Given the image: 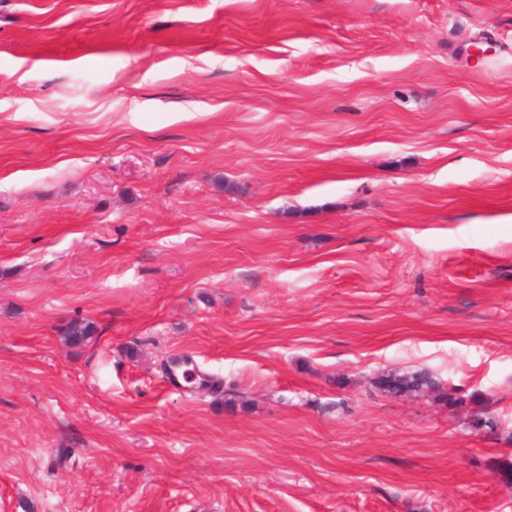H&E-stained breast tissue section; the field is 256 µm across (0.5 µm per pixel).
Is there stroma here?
Returning <instances> with one entry per match:
<instances>
[{
	"mask_svg": "<svg viewBox=\"0 0 512 512\" xmlns=\"http://www.w3.org/2000/svg\"><path fill=\"white\" fill-rule=\"evenodd\" d=\"M0 512H512V0H0ZM94 334V325L91 322L71 321L65 325L62 335L71 345L83 344ZM377 385L382 391L396 395L403 393L428 394L439 388V384L432 374L423 370L402 375H385L378 379Z\"/></svg>",
	"mask_w": 512,
	"mask_h": 512,
	"instance_id": "stroma-1",
	"label": "stroma"
}]
</instances>
